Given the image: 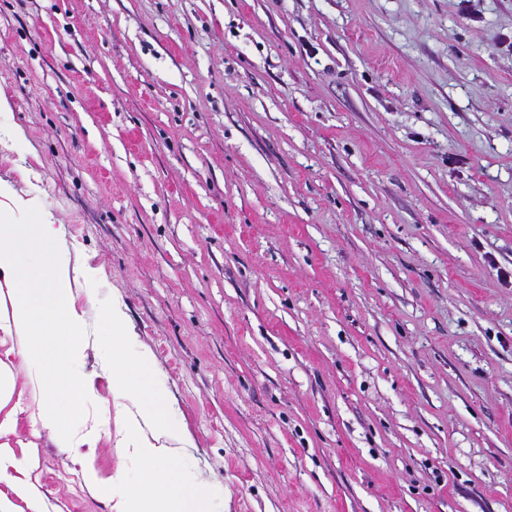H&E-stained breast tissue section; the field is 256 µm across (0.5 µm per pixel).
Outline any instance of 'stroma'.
Instances as JSON below:
<instances>
[{
    "instance_id": "35a3bbf8",
    "label": "stroma",
    "mask_w": 512,
    "mask_h": 512,
    "mask_svg": "<svg viewBox=\"0 0 512 512\" xmlns=\"http://www.w3.org/2000/svg\"><path fill=\"white\" fill-rule=\"evenodd\" d=\"M0 96L214 512H512V0H0ZM83 371L93 443L0 435L45 512L139 473Z\"/></svg>"
}]
</instances>
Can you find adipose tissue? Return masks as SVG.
Returning <instances> with one entry per match:
<instances>
[{
    "instance_id": "ef3b65f1",
    "label": "adipose tissue",
    "mask_w": 512,
    "mask_h": 512,
    "mask_svg": "<svg viewBox=\"0 0 512 512\" xmlns=\"http://www.w3.org/2000/svg\"><path fill=\"white\" fill-rule=\"evenodd\" d=\"M66 229L36 199L17 194L0 180V282L7 287L9 310L0 313V346H7L22 367L37 402L38 419L51 438L71 448L89 444L97 429L76 435L94 391L83 371L88 323L74 301ZM100 343L104 368L123 427L116 445L138 461L145 473L132 483L123 474L104 485L115 512H210L202 483L188 479L182 455L191 445L176 427L177 410L145 376L152 367L149 351L135 346L121 304L103 310ZM22 463L0 448V512H16V500L38 512L40 496L16 478Z\"/></svg>"
}]
</instances>
